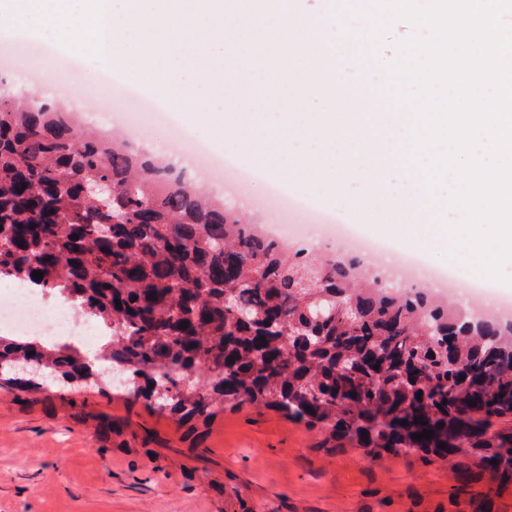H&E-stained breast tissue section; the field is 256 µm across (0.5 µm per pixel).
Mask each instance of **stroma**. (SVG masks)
<instances>
[{
    "mask_svg": "<svg viewBox=\"0 0 512 512\" xmlns=\"http://www.w3.org/2000/svg\"><path fill=\"white\" fill-rule=\"evenodd\" d=\"M23 42L11 71L0 74L17 91L63 102L103 131L106 109L131 113L120 133L153 155H162L174 128H186L179 112L155 123L120 98L104 107L103 79L125 81L116 66L83 69L65 91L57 75L33 82L31 73L45 67L43 41ZM191 109L224 114L223 126L194 130L219 156L248 123L240 101L220 84ZM274 181L263 172L243 185L228 175L208 189L232 196L247 219L281 224L285 214L266 203ZM104 419L112 432L101 441ZM320 441L316 431L266 409L185 424L127 393L81 382L35 395L0 388V512H512V483L501 485L469 459L390 453L370 461L362 449L330 451Z\"/></svg>",
    "mask_w": 512,
    "mask_h": 512,
    "instance_id": "stroma-1",
    "label": "stroma"
}]
</instances>
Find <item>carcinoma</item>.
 Returning <instances> with one entry per match:
<instances>
[{"mask_svg": "<svg viewBox=\"0 0 512 512\" xmlns=\"http://www.w3.org/2000/svg\"><path fill=\"white\" fill-rule=\"evenodd\" d=\"M98 181L112 194L90 193ZM1 279L80 306L110 338L100 362L185 422L262 406L369 460L467 456L512 481V321L390 287L357 255L293 248L166 160L33 97L0 96ZM26 361L67 383L96 371L75 343L1 335L0 366Z\"/></svg>", "mask_w": 512, "mask_h": 512, "instance_id": "cac0c4a2", "label": "carcinoma"}]
</instances>
